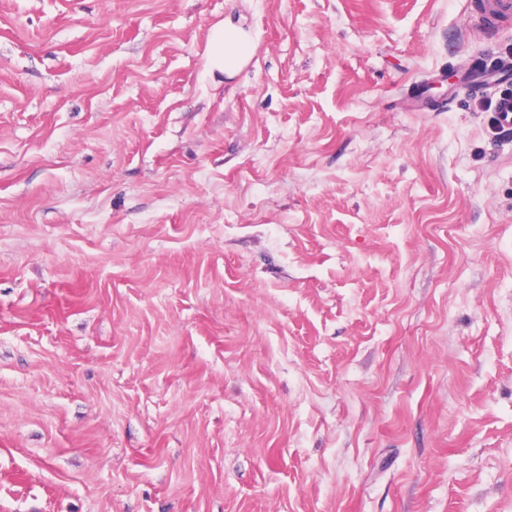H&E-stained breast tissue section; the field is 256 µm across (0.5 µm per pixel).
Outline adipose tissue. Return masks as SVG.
Instances as JSON below:
<instances>
[{"label": "adipose tissue", "instance_id": "obj_1", "mask_svg": "<svg viewBox=\"0 0 512 512\" xmlns=\"http://www.w3.org/2000/svg\"><path fill=\"white\" fill-rule=\"evenodd\" d=\"M253 51L250 32L233 20H223L210 30L206 65L208 69L231 76L247 65Z\"/></svg>", "mask_w": 512, "mask_h": 512}]
</instances>
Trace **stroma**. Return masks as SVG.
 I'll return each instance as SVG.
<instances>
[{
	"label": "stroma",
	"mask_w": 512,
	"mask_h": 512,
	"mask_svg": "<svg viewBox=\"0 0 512 512\" xmlns=\"http://www.w3.org/2000/svg\"><path fill=\"white\" fill-rule=\"evenodd\" d=\"M478 2L0 0V512H512ZM253 51L251 33L229 18L213 25L210 30L206 66L232 77L247 65Z\"/></svg>",
	"instance_id": "1"
}]
</instances>
